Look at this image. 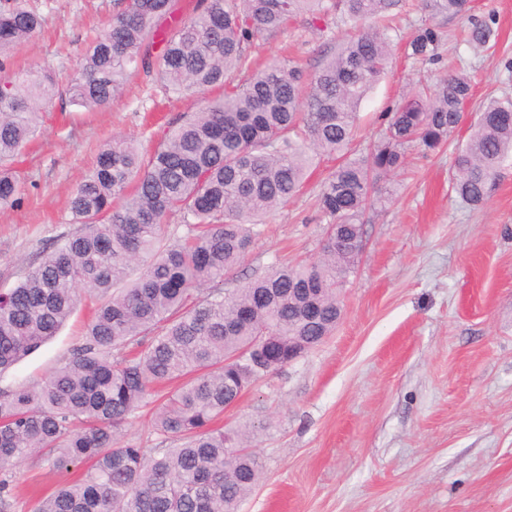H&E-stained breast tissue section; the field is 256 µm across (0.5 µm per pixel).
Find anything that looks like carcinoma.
<instances>
[{
  "instance_id": "carcinoma-1",
  "label": "carcinoma",
  "mask_w": 512,
  "mask_h": 512,
  "mask_svg": "<svg viewBox=\"0 0 512 512\" xmlns=\"http://www.w3.org/2000/svg\"><path fill=\"white\" fill-rule=\"evenodd\" d=\"M431 16L461 15L469 0H421ZM407 0H200L182 18L176 0H116L94 33L77 73L47 64L14 68L15 50L44 19L27 0H0V210L15 208L26 186L14 167L53 100L92 111L107 106L139 72L168 95H222L178 127L149 157L119 138L96 154L69 202L77 229L39 265L0 293V374L55 336L82 296L98 297L83 341L32 385L0 390V512L18 495L7 468L37 452L61 471L84 476L36 499L31 512H240L261 465L245 426L220 425L239 394L283 364L266 360L263 337L320 345L341 319L343 287L363 242L366 209L384 201L379 182L405 164L406 150L440 149L472 99L471 79L419 85L386 115L378 139L350 157L358 108L392 62L393 39L380 24ZM332 19L349 31L310 78L282 59L252 66L249 45L295 15ZM167 24L155 50L150 30ZM473 19L469 41L496 44ZM443 33L423 23L407 56L432 61ZM318 156H334L319 202L329 219L323 259L275 264L232 290L218 284L263 234L261 219L286 206ZM512 157V97L489 101L453 158L454 192L477 207ZM180 216L174 242L164 219ZM348 249L336 250V236ZM132 267L139 277L123 288ZM151 427L176 436L175 448L120 445L119 430L143 408Z\"/></svg>"
}]
</instances>
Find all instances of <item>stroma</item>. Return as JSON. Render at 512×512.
Returning <instances> with one entry per match:
<instances>
[{
	"label": "stroma",
	"instance_id": "stroma-1",
	"mask_svg": "<svg viewBox=\"0 0 512 512\" xmlns=\"http://www.w3.org/2000/svg\"><path fill=\"white\" fill-rule=\"evenodd\" d=\"M45 29L15 53L18 67L79 65L91 27L113 0H34ZM469 16L437 17L440 58H398L359 107L355 150L385 127L420 78L462 68L473 85L457 130L437 152L410 148L383 186L384 206L366 211L364 249L341 292L343 314L322 344L268 374L224 414L249 424L263 476L240 512H512V160L500 167L483 206L452 189V159L477 120L479 103L512 96V0H470ZM498 32L494 47L468 40L470 17ZM342 37L307 15L265 37L257 63L293 57L316 71ZM201 95L167 99L132 78L112 103L79 112L53 103L19 169L30 188L21 207L0 212V291L12 288L52 244L73 232L68 199L95 153L115 136L153 152L170 127L198 110ZM313 169L302 192L266 218L263 235L225 287L252 269L314 263L326 218L317 196L335 167ZM93 299L57 336L0 375V389L39 380L82 338ZM62 473L33 457L13 469L19 503L52 492Z\"/></svg>",
	"mask_w": 512,
	"mask_h": 512
}]
</instances>
